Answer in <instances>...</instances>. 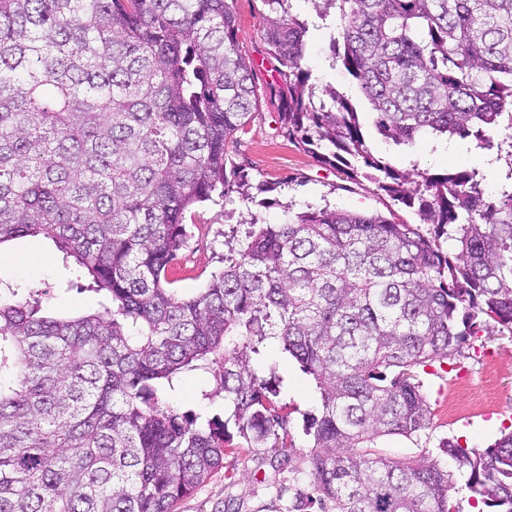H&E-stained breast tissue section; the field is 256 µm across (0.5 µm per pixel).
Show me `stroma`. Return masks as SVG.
I'll list each match as a JSON object with an SVG mask.
<instances>
[{
	"label": "stroma",
	"mask_w": 512,
	"mask_h": 512,
	"mask_svg": "<svg viewBox=\"0 0 512 512\" xmlns=\"http://www.w3.org/2000/svg\"><path fill=\"white\" fill-rule=\"evenodd\" d=\"M239 20V49L254 66L259 105L254 121L230 156L251 184L265 181L272 188L256 193L246 201L237 192L219 202L198 205L185 214L189 234L185 247L170 264L167 277L173 287L192 292L203 287L212 275L224 268V257L231 248L235 230L241 229L249 214L267 223H277L285 203L302 207L330 202L343 210L358 212L395 211L410 224L419 219L412 209L394 202L367 181L353 182L344 168H333L295 146L285 137L280 124V102L269 94L277 74L266 57V44L259 28L269 13L267 0H235ZM331 31L325 26L310 27L304 64L317 85L331 84L350 91L348 78L341 69L330 66ZM368 148L399 169L418 163L431 174L477 169L485 176L486 192H493L498 168L491 151L476 148L471 140L437 144L423 139L414 146L385 142L373 128H366ZM0 274L38 290L45 312L51 316L76 317L95 312L101 301L98 294L86 290H67L63 283L71 272L62 263V255L51 240L24 237L0 245ZM277 364L283 388L276 404L288 417V446L282 451L242 448L226 456L224 467L193 495L180 501L175 512H308L300 502L307 492L303 472L311 443L303 431L306 416L319 413L320 396L298 363L285 357L277 347L264 349L252 362L258 373L269 364ZM431 407V423L412 437L388 435L376 439L377 453L395 461H406L427 454L442 459L439 445L446 439L462 446L485 449L493 445L507 427H512V334L480 330L461 355L447 363L417 370ZM469 382L472 396L464 414H448V399L455 386ZM216 385L213 373L186 375L176 401L181 410H205L223 415V399L209 402L202 391Z\"/></svg>",
	"instance_id": "obj_1"
}]
</instances>
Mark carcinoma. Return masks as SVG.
<instances>
[{
	"mask_svg": "<svg viewBox=\"0 0 512 512\" xmlns=\"http://www.w3.org/2000/svg\"><path fill=\"white\" fill-rule=\"evenodd\" d=\"M260 27L279 76L288 139L416 209L433 235L378 212L284 205L206 287H169L185 213L234 186L228 149L258 107L234 0H0V244L54 242L96 313L40 315L0 277V512H173L236 452L276 449L281 380L252 368L269 344L320 394L305 434L306 500L320 512H458L454 472L512 512V432L484 450L451 440L453 469L370 452L427 429L415 375L462 353L489 322L512 333V0H306L332 20V65L367 101L382 138H472L505 172L442 175L371 156L358 112L304 67L309 22L268 0ZM456 252H442L441 239ZM218 368L204 417L175 404L182 374Z\"/></svg>",
	"mask_w": 512,
	"mask_h": 512,
	"instance_id": "obj_1",
	"label": "carcinoma"
}]
</instances>
